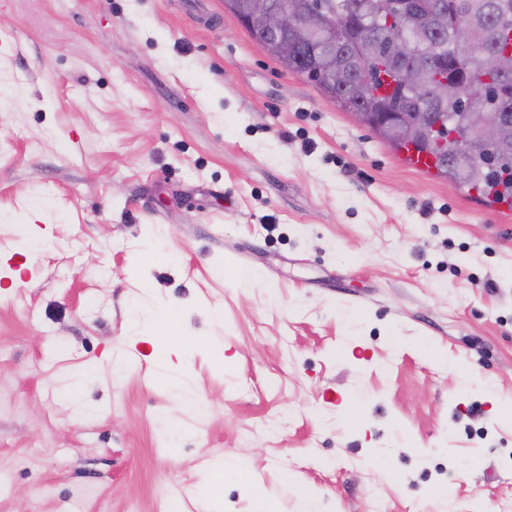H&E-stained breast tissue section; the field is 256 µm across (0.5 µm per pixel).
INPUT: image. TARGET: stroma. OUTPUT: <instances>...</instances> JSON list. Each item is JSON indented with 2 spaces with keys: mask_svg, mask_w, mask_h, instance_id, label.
I'll return each mask as SVG.
<instances>
[{
  "mask_svg": "<svg viewBox=\"0 0 512 512\" xmlns=\"http://www.w3.org/2000/svg\"><path fill=\"white\" fill-rule=\"evenodd\" d=\"M224 454L251 482L207 483ZM290 477L324 512H512V210L223 0H0V512H295ZM167 381L175 390L177 409L196 411L200 406L199 396L186 374H166Z\"/></svg>",
  "mask_w": 512,
  "mask_h": 512,
  "instance_id": "stroma-1",
  "label": "stroma"
}]
</instances>
